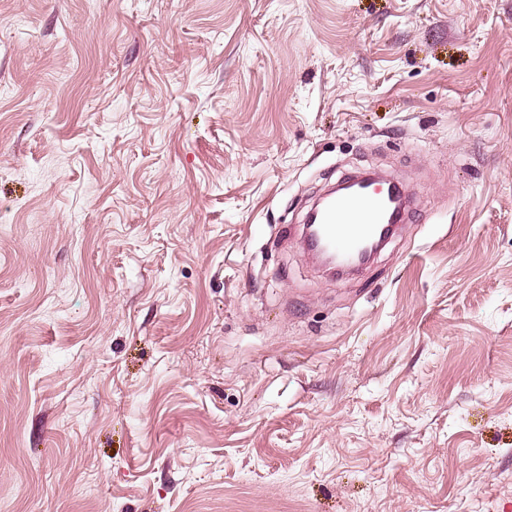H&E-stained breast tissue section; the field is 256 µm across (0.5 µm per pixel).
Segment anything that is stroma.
Here are the masks:
<instances>
[{"mask_svg": "<svg viewBox=\"0 0 512 512\" xmlns=\"http://www.w3.org/2000/svg\"><path fill=\"white\" fill-rule=\"evenodd\" d=\"M0 512H512V0H0ZM365 179L367 184L361 188L328 197L317 224L320 250L334 257L345 272L360 267L357 265L360 255L379 239L392 212L387 194L389 181Z\"/></svg>", "mask_w": 512, "mask_h": 512, "instance_id": "obj_1", "label": "stroma"}]
</instances>
